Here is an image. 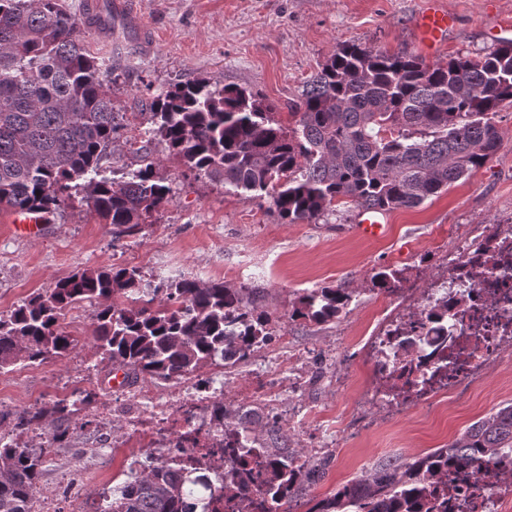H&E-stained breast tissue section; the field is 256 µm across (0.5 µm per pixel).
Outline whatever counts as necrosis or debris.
<instances>
[{
    "instance_id": "necrosis-or-debris-1",
    "label": "necrosis or debris",
    "mask_w": 512,
    "mask_h": 512,
    "mask_svg": "<svg viewBox=\"0 0 512 512\" xmlns=\"http://www.w3.org/2000/svg\"><path fill=\"white\" fill-rule=\"evenodd\" d=\"M445 288H431L419 306L386 321L372 338L384 362L371 395L374 406L407 409L453 395L512 353V223L480 224L447 258ZM448 300V320L436 331L427 311ZM493 482L470 485L467 472L435 491L433 512H512V453L493 464Z\"/></svg>"
}]
</instances>
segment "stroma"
Returning <instances> with one entry per match:
<instances>
[{"mask_svg":"<svg viewBox=\"0 0 512 512\" xmlns=\"http://www.w3.org/2000/svg\"><path fill=\"white\" fill-rule=\"evenodd\" d=\"M443 5L456 24L433 50L415 30L425 0H131L132 19L108 31L91 26L78 37L92 56L111 59L112 103L129 120L128 136L144 138L151 128L153 96L196 78L259 92L290 128V101L341 45L405 50L432 64L512 39V0ZM496 123L502 143L490 161L421 206L386 213L376 236L358 233L356 210L341 202L318 223H281L269 198L182 174L172 159L163 166L173 179L170 199L135 235L113 234L75 201L40 236L22 238L11 230V211L0 210V314L76 271L124 267L138 270L147 286L180 276L258 286L276 324L271 342L246 361L124 387L109 384L110 366L95 347V304L69 311L61 324L75 341L72 350L0 373L3 411L38 408L79 388L99 395L92 409L97 428L55 444L45 432L21 435V443L48 449L35 512H95L126 480L132 461L145 459L144 447L159 430L156 406L188 387L223 392L230 412L255 408L278 419L311 471L292 512H308L380 462L405 464L447 447L512 402V366L501 363L445 403L387 416L361 400L376 383L370 336L398 305L377 289L374 274L403 270L407 288L420 297L442 279L462 225L512 220V106L498 112ZM321 287L352 291L346 312L330 324L291 320L298 296ZM143 391L150 402H138Z\"/></svg>","mask_w":512,"mask_h":512,"instance_id":"1","label":"stroma"}]
</instances>
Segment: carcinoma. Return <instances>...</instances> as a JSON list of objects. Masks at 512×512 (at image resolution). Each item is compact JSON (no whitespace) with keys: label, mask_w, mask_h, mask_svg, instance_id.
I'll return each instance as SVG.
<instances>
[{"label":"carcinoma","mask_w":512,"mask_h":512,"mask_svg":"<svg viewBox=\"0 0 512 512\" xmlns=\"http://www.w3.org/2000/svg\"><path fill=\"white\" fill-rule=\"evenodd\" d=\"M90 24L64 0H0L1 210L55 216L79 194L114 233L135 234L172 193L173 180L158 176L154 141L191 173L228 190L269 194L285 224L317 221L342 200L383 212L413 208L496 154L502 136L494 116L512 105V42L432 65L406 51L344 45L304 83L290 130L257 93L179 81L150 101L148 138L138 147L126 141L140 167L119 181L95 180L89 174L112 159L124 119L105 77L111 66L76 37ZM374 279L388 293L404 281L393 269ZM143 293L135 269H85L59 280L0 315V371L69 352L74 339L60 318L84 301L102 302L94 336L101 360L135 378L169 381L232 358L245 361L272 335L257 286L179 278L160 283L149 300ZM350 302L343 288H313L299 296L290 319L330 323ZM95 401L96 393L79 391L34 410L0 412V424L11 422L18 435L48 424L52 441L61 442L91 424L74 415ZM228 417L224 402H214L209 427L224 435L222 450L242 459L262 455L258 510L237 497L248 472L218 486L202 460L177 467L171 458L132 469L97 512H222L217 504L234 498L245 512H290L309 477L307 461L278 443L277 423L267 425L269 441L262 442ZM200 432H173L169 443L195 448ZM504 448H512V403L446 448L406 464H379L312 512H420L429 485L447 479L449 467L485 487ZM45 463L46 449L0 436V512H34Z\"/></svg>","instance_id":"1"}]
</instances>
